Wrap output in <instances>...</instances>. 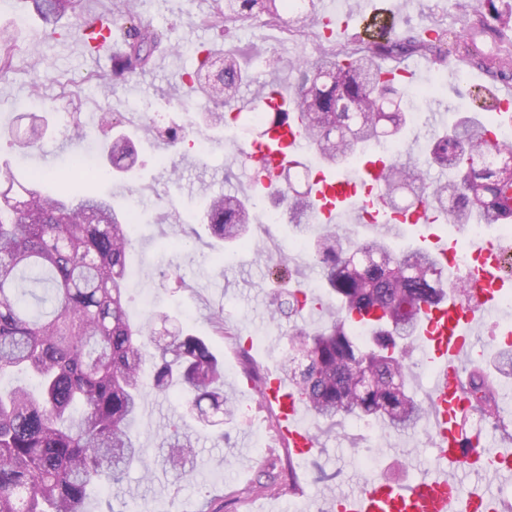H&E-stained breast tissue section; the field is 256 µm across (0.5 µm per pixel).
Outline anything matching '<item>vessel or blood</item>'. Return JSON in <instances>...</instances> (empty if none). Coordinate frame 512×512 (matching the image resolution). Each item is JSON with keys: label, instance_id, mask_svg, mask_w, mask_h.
<instances>
[{"label": "vessel or blood", "instance_id": "1", "mask_svg": "<svg viewBox=\"0 0 512 512\" xmlns=\"http://www.w3.org/2000/svg\"><path fill=\"white\" fill-rule=\"evenodd\" d=\"M487 97L500 121L512 124V87L488 92ZM306 142L292 125L272 127L265 143L254 147L251 158L263 186H270L273 175ZM354 192L347 178L321 177L315 185L319 222L335 223L336 204L352 199ZM467 252L480 262L473 269L470 297L449 296L433 306H424L420 340L432 352L435 369L429 379L431 429L435 437V472L415 477L405 483L374 481L359 493L336 500L337 512H500L499 501L482 488L459 496V473L493 469L504 482L512 481V446L502 443L490 448L465 442L463 419L473 410L460 387L462 365L476 355L473 336L479 324L498 316L499 299L512 278L501 272V256L507 245L498 240H467ZM265 397L278 409V432L285 447L296 458L313 453L317 440L303 422V405L281 379L269 382Z\"/></svg>", "mask_w": 512, "mask_h": 512}]
</instances>
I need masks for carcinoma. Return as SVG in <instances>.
I'll list each match as a JSON object with an SVG mask.
<instances>
[{
  "label": "carcinoma",
  "instance_id": "1",
  "mask_svg": "<svg viewBox=\"0 0 512 512\" xmlns=\"http://www.w3.org/2000/svg\"><path fill=\"white\" fill-rule=\"evenodd\" d=\"M302 28H329L318 0H301ZM49 35L80 0H32ZM462 11L478 17L469 32L427 28L403 40L381 38L364 49H337L332 37L313 59L290 63L296 75L295 113L310 148L323 167L361 165L371 147L396 142L410 119L404 84L385 78L382 63L413 55L442 64L452 57L460 66H479L502 81L512 80V3L509 0H460ZM137 0H120L112 25H128L127 49L112 59V75L102 93L144 72L167 34L136 19ZM288 0H212L204 22L265 23L292 32ZM87 17V52L108 48L109 37ZM495 45L491 54L482 38ZM204 58L188 74V86L202 90L214 104L207 125L226 122L223 108L243 100L244 70L233 51ZM14 42L0 33V74L13 67ZM273 88L257 86L244 119L258 128L254 143L268 129L288 120L265 102ZM502 144L495 122H474L461 115L448 132L430 142L429 163L448 172V180L425 182L421 163L386 160L383 190H362L360 203L375 215L376 231L353 241L336 224H327L306 244L307 256L324 274L331 307L315 299L328 320L315 330L292 333L281 367L306 406L332 423L353 416L371 417L393 431L415 430L425 407L407 390V356L419 325L421 308L447 291V279L424 247L395 250L398 215L408 216L425 203L446 223L459 228L475 220L490 227L512 224V169L500 168ZM115 166L132 158L131 138L122 134L108 147ZM304 170L308 187L294 189L292 173ZM0 191V374L26 370L38 391L18 386L0 391V512H84L92 488L119 482L126 469L142 462L144 450L133 440L130 425L144 400L142 372L154 359L152 388L159 394L181 391L189 411H198L203 427L214 426L202 408L227 417L236 407L224 395V367L205 340L183 327L158 337L130 321L125 298L127 256L133 247L128 213L105 197L73 194L69 208L59 198L20 186L25 198L11 196L16 181L8 170ZM280 178L288 189V223L307 236L315 221L311 169L300 160ZM254 205L233 193L206 199L202 220L227 245L250 244ZM302 290L282 292L272 319L298 316ZM360 326L363 335L355 334ZM512 377V348L495 351L489 368L471 367L461 380L463 394L485 419L495 418L497 378ZM191 428L173 429L162 447L181 464L197 441Z\"/></svg>",
  "mask_w": 512,
  "mask_h": 512
}]
</instances>
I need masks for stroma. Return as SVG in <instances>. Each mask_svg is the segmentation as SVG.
Masks as SVG:
<instances>
[{
    "instance_id": "obj_1",
    "label": "stroma",
    "mask_w": 512,
    "mask_h": 512,
    "mask_svg": "<svg viewBox=\"0 0 512 512\" xmlns=\"http://www.w3.org/2000/svg\"><path fill=\"white\" fill-rule=\"evenodd\" d=\"M326 4L339 22L345 20V10H356L353 20H345L348 31L367 42L383 32L401 39L433 24L464 32L477 20L475 14L460 11L455 0ZM210 10L211 0H139L142 19L167 31L170 39L156 51L146 72L116 85L108 96L100 86L111 73L109 52L89 55L69 36L30 38L39 22L30 0H13L11 11H0V28L15 39V69L0 75V163L22 178L40 169L55 170L90 147L106 167V148L113 137L133 136V168L92 186L95 193L110 197L115 209H125L133 199L140 205V216L131 226L135 247L128 260L130 319L148 327L157 313L177 317L223 363L224 390L238 406L233 420L200 435L193 462L185 469L168 463L160 446L169 426L183 416L184 402L174 394L148 392L144 412L131 429L144 450L143 466L130 470L123 482L91 492L86 512H327L334 497L358 493L371 477L401 483L414 472L434 470V450L423 431L385 437L376 424L352 419L332 426L308 412L304 423L318 439L317 452L299 463L275 441L276 409L253 390L251 380L280 371L282 350L270 346V337L285 341L295 326L317 328L320 316L307 312L299 320L273 321L274 297L281 284L272 268L257 260L255 249L220 250L201 222L202 204L212 194L253 197L245 167L253 137L242 120L203 129L200 118L212 104L183 88L182 76L196 68L194 48L203 44L253 52L252 79L291 85L295 75L290 62L316 56L319 46L304 35L286 38L280 28L260 18L227 21L218 28L202 26L200 20ZM20 17L25 20L21 26L16 23ZM415 84L432 88L433 94L415 107L413 123L400 143L402 160L408 148L424 145L434 132L431 113H441L447 125L456 111L473 112L482 103L470 81L460 80L451 70H438L428 60ZM36 92L45 101L38 111L44 135L23 153L7 132L25 134L29 121L24 112ZM75 119L84 127V139L72 135ZM147 122L160 127V134L139 136L140 126ZM167 126L205 130L208 151L198 152L186 140L169 141L163 132ZM162 155L168 157V166L158 164ZM173 214L180 216V224L170 222ZM183 224L193 227L195 234L180 249H172L170 242L180 237ZM293 235L286 223L252 227L255 248L287 257L294 287L312 284L317 294H325L319 269L304 253L290 250ZM363 455L378 459L375 474L357 467L356 460Z\"/></svg>"
}]
</instances>
